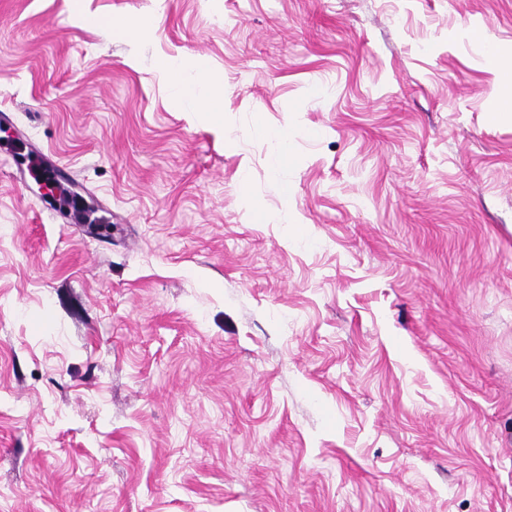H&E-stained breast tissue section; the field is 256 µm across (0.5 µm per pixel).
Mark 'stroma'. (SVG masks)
<instances>
[{
  "label": "stroma",
  "instance_id": "35a3bbf8",
  "mask_svg": "<svg viewBox=\"0 0 512 512\" xmlns=\"http://www.w3.org/2000/svg\"><path fill=\"white\" fill-rule=\"evenodd\" d=\"M493 42L512 0H0V512H512ZM194 79L189 83L177 82L173 84V90L187 100L196 110L197 114L203 116L209 113L213 100L222 94L209 76L208 68L202 65H195Z\"/></svg>",
  "mask_w": 512,
  "mask_h": 512
}]
</instances>
